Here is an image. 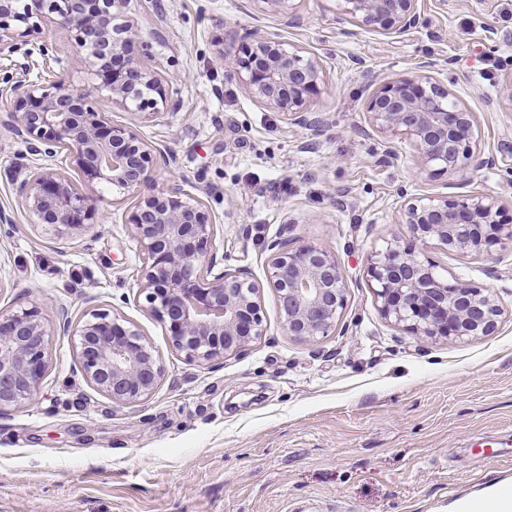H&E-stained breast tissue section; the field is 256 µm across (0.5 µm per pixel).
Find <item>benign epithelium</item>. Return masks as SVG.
Here are the masks:
<instances>
[{"instance_id":"1","label":"benign epithelium","mask_w":512,"mask_h":512,"mask_svg":"<svg viewBox=\"0 0 512 512\" xmlns=\"http://www.w3.org/2000/svg\"><path fill=\"white\" fill-rule=\"evenodd\" d=\"M285 25L304 19L295 0H251ZM419 0H336V21L364 32L401 35L425 26ZM126 0H0V54L11 41L45 20L75 33L76 52L92 68L97 88L139 118L158 105L175 110L166 85L141 57L130 53L140 38L123 19ZM226 79L254 101L283 114L290 123L317 133L330 123L311 108L323 83L319 61L277 34L253 27L224 35L219 57ZM368 120L384 138V156L407 140L418 154L417 175L456 172L469 165L492 167L494 159L473 149V114L460 108L442 82L404 78L377 87ZM5 126L30 154L52 158L65 151L83 188L52 168L22 179L18 197L38 223L77 232L102 219L97 187L106 183L136 196L129 216L144 256L140 284L151 314L167 325L174 347L190 362L211 361L242 351L263 335L259 283L247 268L219 267L208 250L212 218L205 202L170 180L144 194L160 170L154 148L132 123H116L91 95L63 79L17 86ZM401 223L410 234L446 251L489 254L512 244V224L500 220L489 194L409 197L399 190ZM266 281L279 300L281 327L289 336L314 343L336 327L346 307L347 287L336 255L319 244L293 246L276 238L266 247ZM367 276L385 318L413 336L457 342L489 336L501 310L495 293L469 282L449 283L436 265L385 241L367 262ZM50 324L36 307L0 312V413L32 402L47 369L45 337ZM84 378L115 403L149 398L162 371L153 350L126 320L106 311L69 330Z\"/></svg>"}]
</instances>
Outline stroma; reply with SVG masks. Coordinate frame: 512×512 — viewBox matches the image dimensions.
I'll use <instances>...</instances> for the list:
<instances>
[{
  "instance_id": "obj_1",
  "label": "stroma",
  "mask_w": 512,
  "mask_h": 512,
  "mask_svg": "<svg viewBox=\"0 0 512 512\" xmlns=\"http://www.w3.org/2000/svg\"><path fill=\"white\" fill-rule=\"evenodd\" d=\"M305 23L285 26L252 0H127L124 12L170 77L175 111L137 125L212 216V253L249 268L265 332L239 353L190 362L140 292L133 196L104 188V219L73 234L23 210L16 177L38 167L74 175L66 154L30 155L0 125V310L38 307L53 329L34 402L0 413V512H446L449 499L512 476V247L488 255L412 239L398 221L399 188L422 196L490 194L512 218V0H419L426 26L399 36L353 32L335 0H296ZM258 27L321 63L320 135L251 101L218 62L225 30ZM74 37L45 22L0 54V112L17 82L66 76L113 121L130 114L97 90L74 58ZM428 76L475 117L473 142L493 167L417 176L399 141L383 159L372 130L368 74ZM322 245L344 272L347 306L314 343L282 330L263 284L266 246ZM398 239L448 279L495 290V332L461 342L413 336L386 319L367 259ZM92 309L124 316L162 369L152 396L119 404L80 370L63 327ZM67 319H59V311Z\"/></svg>"
}]
</instances>
